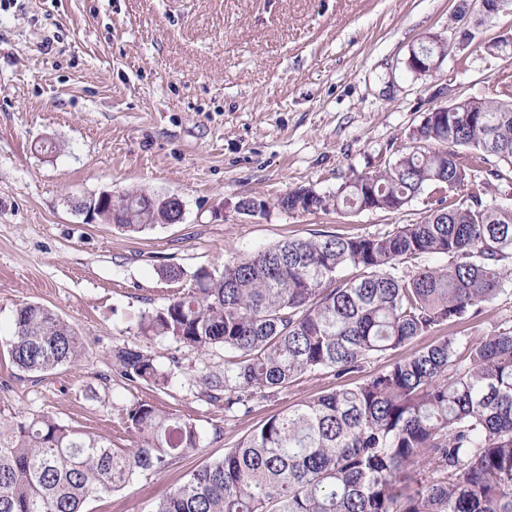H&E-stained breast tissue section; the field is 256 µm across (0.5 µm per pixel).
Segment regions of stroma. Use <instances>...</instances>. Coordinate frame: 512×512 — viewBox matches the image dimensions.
Masks as SVG:
<instances>
[{
    "label": "stroma",
    "mask_w": 512,
    "mask_h": 512,
    "mask_svg": "<svg viewBox=\"0 0 512 512\" xmlns=\"http://www.w3.org/2000/svg\"><path fill=\"white\" fill-rule=\"evenodd\" d=\"M432 35L448 38L449 56L415 76L409 50ZM510 36L512 0L489 16L478 0H0V412L50 413L133 448L126 410L145 400L204 434L196 453L86 512H151L267 416L336 385L304 377L225 420L223 406L197 396L199 377L223 370V349L140 334L141 315L180 289L162 267L190 274L288 238L415 223L416 202L340 214L290 212L278 200L299 187L335 192L409 146L429 110L494 97L512 54L485 47ZM103 190L177 195L183 220L140 233L85 223L71 200ZM245 196L265 212L239 213ZM25 303L74 326L80 362L46 374L11 365ZM116 344L179 361L168 390L125 382Z\"/></svg>",
    "instance_id": "stroma-1"
}]
</instances>
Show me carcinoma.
Wrapping results in <instances>:
<instances>
[{
  "label": "carcinoma",
  "instance_id": "carcinoma-1",
  "mask_svg": "<svg viewBox=\"0 0 512 512\" xmlns=\"http://www.w3.org/2000/svg\"><path fill=\"white\" fill-rule=\"evenodd\" d=\"M428 112L413 146L356 174L319 209L396 212L424 201L413 224L373 235L286 239L191 275L141 316V333L195 351L224 349V371L199 392L237 418L296 380H343L367 363L482 315L512 277V205L485 200L512 180V82L497 98ZM466 194L454 200L453 194ZM299 187L282 200L306 204ZM128 192L97 220L141 232L171 218ZM427 255L448 258L426 268ZM9 357L43 374L74 365L84 345L50 309H16ZM112 362L133 385L162 391L179 370L140 348L115 345ZM134 448L81 432L55 416L0 417V512H85L92 498L161 473L201 448L193 422L147 401L127 410ZM154 512H512V325L477 338L454 332L350 384L268 416L224 457L193 471Z\"/></svg>",
  "mask_w": 512,
  "mask_h": 512
}]
</instances>
